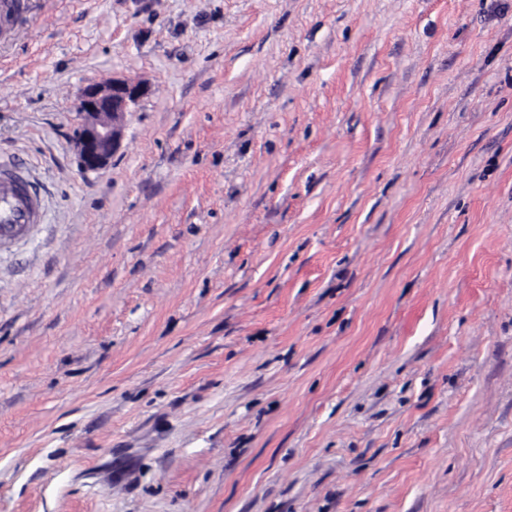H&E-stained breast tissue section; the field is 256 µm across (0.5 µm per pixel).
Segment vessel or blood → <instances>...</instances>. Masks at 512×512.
I'll return each instance as SVG.
<instances>
[{
	"mask_svg": "<svg viewBox=\"0 0 512 512\" xmlns=\"http://www.w3.org/2000/svg\"><path fill=\"white\" fill-rule=\"evenodd\" d=\"M44 205L26 172L9 161H0V223L32 228L42 223Z\"/></svg>",
	"mask_w": 512,
	"mask_h": 512,
	"instance_id": "1",
	"label": "vessel or blood"
}]
</instances>
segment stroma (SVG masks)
<instances>
[{"label":"stroma","mask_w":512,"mask_h":512,"mask_svg":"<svg viewBox=\"0 0 512 512\" xmlns=\"http://www.w3.org/2000/svg\"><path fill=\"white\" fill-rule=\"evenodd\" d=\"M30 7L0 512H512V0ZM144 94L143 87L128 79H112L82 91L77 149L83 171H95L107 165L122 137L119 118Z\"/></svg>","instance_id":"1"}]
</instances>
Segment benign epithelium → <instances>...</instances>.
I'll list each match as a JSON object with an SVG mask.
<instances>
[{
	"label": "benign epithelium",
	"mask_w": 512,
	"mask_h": 512,
	"mask_svg": "<svg viewBox=\"0 0 512 512\" xmlns=\"http://www.w3.org/2000/svg\"><path fill=\"white\" fill-rule=\"evenodd\" d=\"M144 94L143 87L128 79H114L82 91L77 149L80 168L99 170L107 165L122 137L119 118Z\"/></svg>",
	"instance_id": "obj_1"
}]
</instances>
